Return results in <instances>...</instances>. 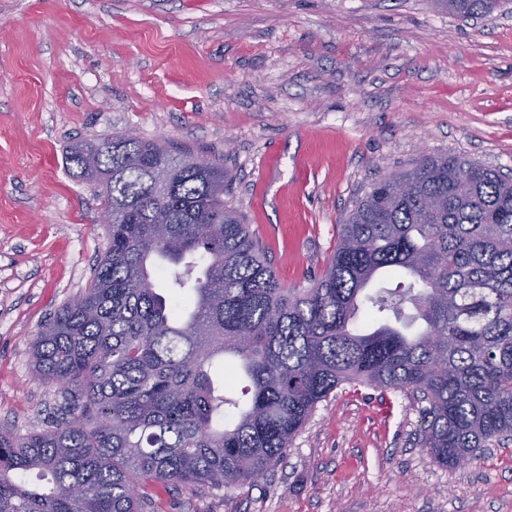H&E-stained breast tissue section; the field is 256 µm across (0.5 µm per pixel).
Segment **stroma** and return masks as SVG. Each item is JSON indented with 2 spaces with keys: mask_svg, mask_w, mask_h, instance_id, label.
<instances>
[{
  "mask_svg": "<svg viewBox=\"0 0 512 512\" xmlns=\"http://www.w3.org/2000/svg\"><path fill=\"white\" fill-rule=\"evenodd\" d=\"M129 132L221 159L280 281L309 287L376 180L426 156L512 175V0H0V428L59 415L32 342L106 246L67 150ZM422 427L410 391L345 384L256 482L159 484L149 512H512V441L451 469ZM439 8L463 17L485 16L494 11L500 0H434Z\"/></svg>",
  "mask_w": 512,
  "mask_h": 512,
  "instance_id": "stroma-1",
  "label": "stroma"
}]
</instances>
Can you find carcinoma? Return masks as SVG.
I'll return each instance as SVG.
<instances>
[{"label": "carcinoma", "mask_w": 512, "mask_h": 512, "mask_svg": "<svg viewBox=\"0 0 512 512\" xmlns=\"http://www.w3.org/2000/svg\"><path fill=\"white\" fill-rule=\"evenodd\" d=\"M435 3L476 17L500 0ZM66 163L77 178L111 175L101 208L112 223L88 287L34 340L35 371L59 387L64 413L0 431V512H144L151 484L251 482L345 383L418 394L422 440L442 466L512 439L508 175L423 158L396 175L408 195L393 196L389 177L372 184L323 274L286 288L224 201L223 164L125 136L76 142ZM380 272L411 281L375 288ZM405 303L415 314L403 321ZM241 375L246 403L226 393ZM30 471L46 485L28 486Z\"/></svg>", "instance_id": "cac0c4a2"}]
</instances>
